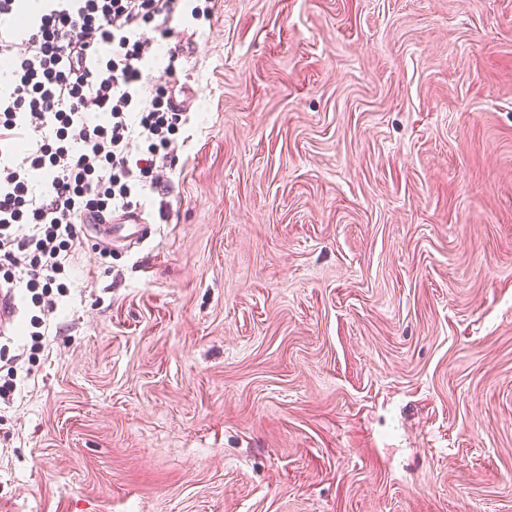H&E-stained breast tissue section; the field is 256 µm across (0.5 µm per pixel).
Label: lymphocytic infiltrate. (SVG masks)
<instances>
[{
    "instance_id": "1",
    "label": "lymphocytic infiltrate",
    "mask_w": 512,
    "mask_h": 512,
    "mask_svg": "<svg viewBox=\"0 0 512 512\" xmlns=\"http://www.w3.org/2000/svg\"><path fill=\"white\" fill-rule=\"evenodd\" d=\"M215 0H53L20 38L0 34L10 84L0 94V284L30 296L31 350L66 296L78 225L130 214L150 192L180 115L150 65L182 12L209 18Z\"/></svg>"
}]
</instances>
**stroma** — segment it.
Listing matches in <instances>:
<instances>
[{
    "mask_svg": "<svg viewBox=\"0 0 512 512\" xmlns=\"http://www.w3.org/2000/svg\"><path fill=\"white\" fill-rule=\"evenodd\" d=\"M146 239L83 234L0 512H512V0H217Z\"/></svg>",
    "mask_w": 512,
    "mask_h": 512,
    "instance_id": "35a3bbf8",
    "label": "stroma"
}]
</instances>
